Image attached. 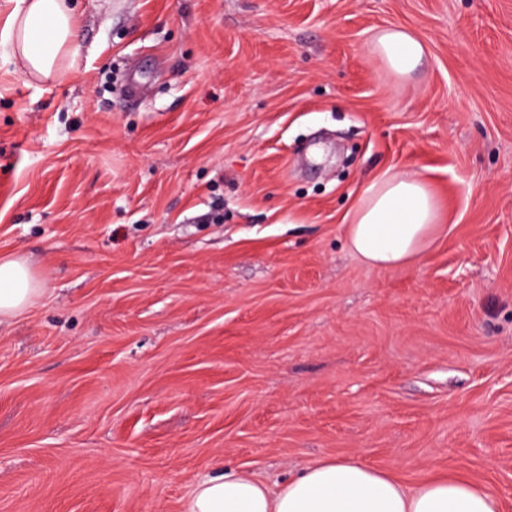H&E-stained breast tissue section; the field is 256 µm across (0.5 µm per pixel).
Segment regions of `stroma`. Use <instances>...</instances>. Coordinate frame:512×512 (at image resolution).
Returning <instances> with one entry per match:
<instances>
[{
	"mask_svg": "<svg viewBox=\"0 0 512 512\" xmlns=\"http://www.w3.org/2000/svg\"><path fill=\"white\" fill-rule=\"evenodd\" d=\"M76 2L59 83L0 64V254L44 288L0 326V512L327 457L512 512V0ZM389 170L442 224L378 268L346 216ZM376 52L395 75L406 77L414 73L424 59L422 43L403 30H387L376 40Z\"/></svg>",
	"mask_w": 512,
	"mask_h": 512,
	"instance_id": "stroma-1",
	"label": "stroma"
}]
</instances>
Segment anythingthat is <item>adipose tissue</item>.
Returning <instances> with one entry per match:
<instances>
[{
	"mask_svg": "<svg viewBox=\"0 0 512 512\" xmlns=\"http://www.w3.org/2000/svg\"><path fill=\"white\" fill-rule=\"evenodd\" d=\"M79 13L73 0H0V45L6 62L53 83L75 59ZM375 49L395 75L414 73L422 43L402 30L381 33ZM441 207L428 183L409 172H385L364 189L348 224L352 250L377 267L418 258L440 224ZM43 291L29 260L0 256V325L32 307ZM183 512H501L498 497L471 481L442 477L415 488L354 458H324L299 475L268 485L254 473L226 468L201 479Z\"/></svg>",
	"mask_w": 512,
	"mask_h": 512,
	"instance_id": "ef3b65f1",
	"label": "adipose tissue"
}]
</instances>
